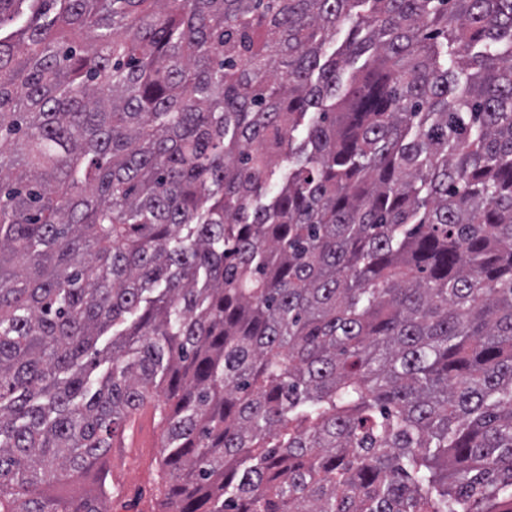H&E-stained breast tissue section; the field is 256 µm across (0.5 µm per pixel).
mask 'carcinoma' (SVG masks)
Here are the masks:
<instances>
[{"instance_id":"cac0c4a2","label":"carcinoma","mask_w":512,"mask_h":512,"mask_svg":"<svg viewBox=\"0 0 512 512\" xmlns=\"http://www.w3.org/2000/svg\"><path fill=\"white\" fill-rule=\"evenodd\" d=\"M150 404L162 512H512V0H0V512Z\"/></svg>"}]
</instances>
